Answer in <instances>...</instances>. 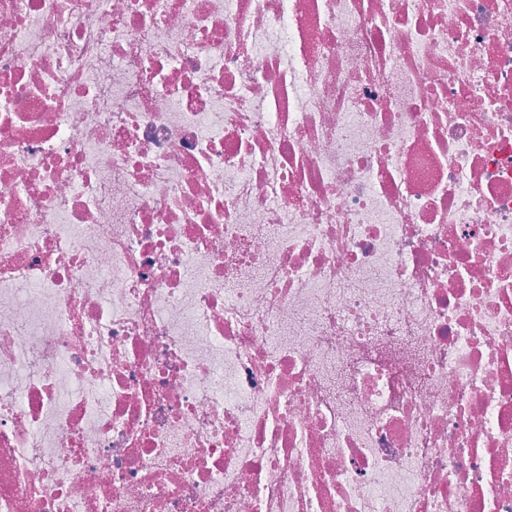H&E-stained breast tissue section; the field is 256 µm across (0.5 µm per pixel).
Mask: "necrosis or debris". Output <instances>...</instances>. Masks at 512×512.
<instances>
[{"instance_id": "4bbe7bcc", "label": "necrosis or debris", "mask_w": 512, "mask_h": 512, "mask_svg": "<svg viewBox=\"0 0 512 512\" xmlns=\"http://www.w3.org/2000/svg\"><path fill=\"white\" fill-rule=\"evenodd\" d=\"M0 512H512V0H0Z\"/></svg>"}]
</instances>
